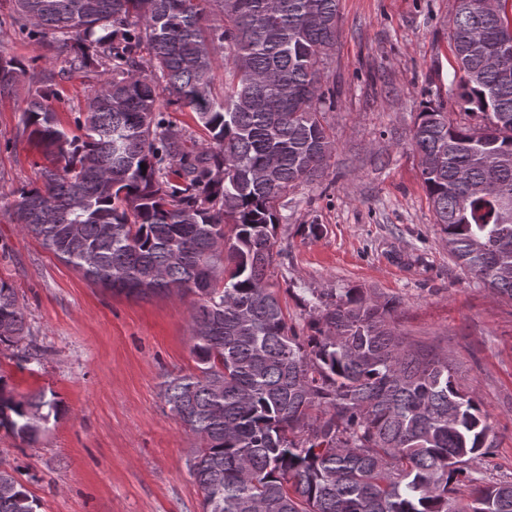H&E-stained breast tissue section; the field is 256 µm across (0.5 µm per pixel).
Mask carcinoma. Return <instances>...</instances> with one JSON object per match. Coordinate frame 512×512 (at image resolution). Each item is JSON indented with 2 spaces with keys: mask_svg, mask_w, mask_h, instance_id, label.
Listing matches in <instances>:
<instances>
[{
  "mask_svg": "<svg viewBox=\"0 0 512 512\" xmlns=\"http://www.w3.org/2000/svg\"><path fill=\"white\" fill-rule=\"evenodd\" d=\"M451 16L458 80L448 92L476 125L441 106L419 113L421 177L456 263L512 300V0ZM22 36L62 74L106 75L67 130L54 75L0 55V96L28 85L21 134L48 164L0 208L59 260L105 290L191 297L196 374L166 381L171 415L197 438L186 465L202 512H512V481L476 477L489 418L447 356L408 343L396 306L324 289L306 330L288 325L267 273L277 205L324 169L322 121L336 90L323 65L339 0H14ZM224 50V95L211 90ZM192 112L203 141L167 118ZM232 235H226V226ZM29 335L17 289L0 278V346ZM55 394L16 397L0 376V428L34 443L58 418ZM470 488L467 502L460 489ZM39 503L0 469V512Z\"/></svg>",
  "mask_w": 512,
  "mask_h": 512,
  "instance_id": "obj_1",
  "label": "carcinoma"
}]
</instances>
